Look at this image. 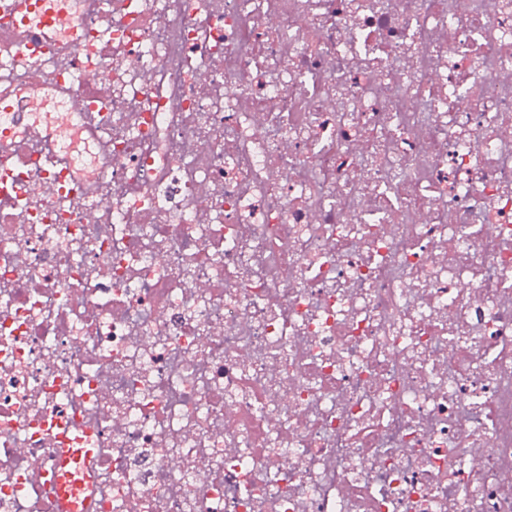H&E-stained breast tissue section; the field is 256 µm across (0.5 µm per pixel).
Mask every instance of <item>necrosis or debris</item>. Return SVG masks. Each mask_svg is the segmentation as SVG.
<instances>
[{"mask_svg":"<svg viewBox=\"0 0 512 512\" xmlns=\"http://www.w3.org/2000/svg\"><path fill=\"white\" fill-rule=\"evenodd\" d=\"M46 7L35 55L0 11V512L79 438L92 512H512V0Z\"/></svg>","mask_w":512,"mask_h":512,"instance_id":"4bbe7bcc","label":"necrosis or debris"}]
</instances>
